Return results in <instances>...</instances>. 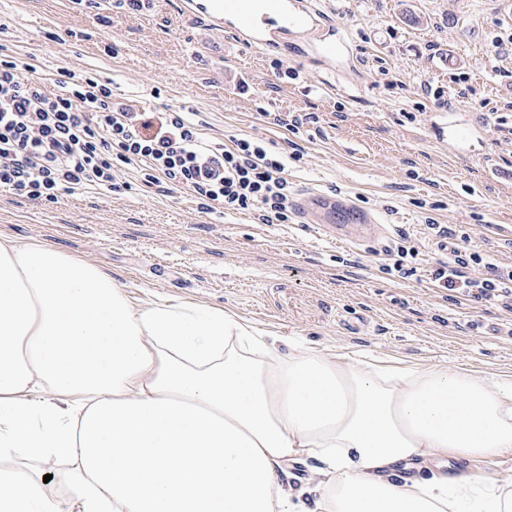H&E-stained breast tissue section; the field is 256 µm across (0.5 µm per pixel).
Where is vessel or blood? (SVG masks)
I'll return each instance as SVG.
<instances>
[{
	"instance_id": "b4317fda",
	"label": "vessel or blood",
	"mask_w": 512,
	"mask_h": 512,
	"mask_svg": "<svg viewBox=\"0 0 512 512\" xmlns=\"http://www.w3.org/2000/svg\"><path fill=\"white\" fill-rule=\"evenodd\" d=\"M181 11L213 30L231 33L249 48L280 49L309 59L342 62L352 58L344 23L329 21L304 0H182ZM436 131L440 139L466 157L472 138L481 134L482 128L452 113ZM294 210L301 223L320 225L343 243L362 241L381 228L375 212L356 209L347 198L314 189L296 197ZM346 211L351 212V221L337 223V214Z\"/></svg>"
}]
</instances>
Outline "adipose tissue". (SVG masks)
<instances>
[{
  "instance_id": "adipose-tissue-1",
  "label": "adipose tissue",
  "mask_w": 512,
  "mask_h": 512,
  "mask_svg": "<svg viewBox=\"0 0 512 512\" xmlns=\"http://www.w3.org/2000/svg\"><path fill=\"white\" fill-rule=\"evenodd\" d=\"M276 343L0 238V512H63L45 457L71 464L72 512H303L291 459L323 478L317 512H512V477L392 479L416 459L511 462L512 383Z\"/></svg>"
}]
</instances>
